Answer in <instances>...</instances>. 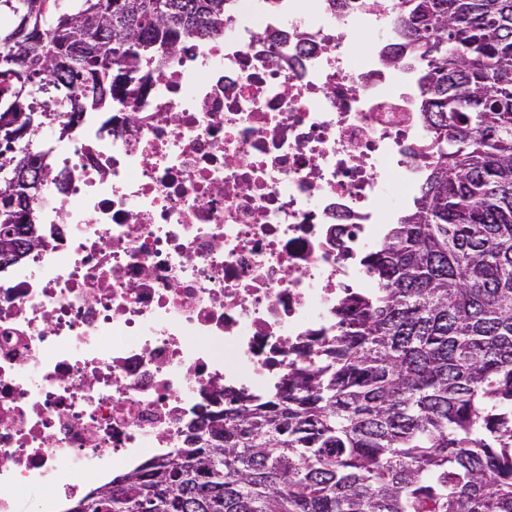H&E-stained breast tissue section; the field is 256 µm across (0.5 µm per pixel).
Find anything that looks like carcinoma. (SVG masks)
I'll return each instance as SVG.
<instances>
[{
  "label": "carcinoma",
  "instance_id": "carcinoma-1",
  "mask_svg": "<svg viewBox=\"0 0 512 512\" xmlns=\"http://www.w3.org/2000/svg\"><path fill=\"white\" fill-rule=\"evenodd\" d=\"M225 0H0V156L44 182L42 123L112 106L126 59L224 18ZM433 135L413 210L364 259L379 283L265 394L99 488L91 512H512V0H395ZM36 191L0 240H39Z\"/></svg>",
  "mask_w": 512,
  "mask_h": 512
}]
</instances>
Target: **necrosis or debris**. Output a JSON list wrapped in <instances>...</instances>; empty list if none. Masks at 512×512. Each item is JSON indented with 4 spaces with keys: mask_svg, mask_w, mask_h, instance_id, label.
Listing matches in <instances>:
<instances>
[{
    "mask_svg": "<svg viewBox=\"0 0 512 512\" xmlns=\"http://www.w3.org/2000/svg\"><path fill=\"white\" fill-rule=\"evenodd\" d=\"M365 31L373 49L354 50ZM371 0H226L75 119L0 269V512H66L336 334L413 202L418 66Z\"/></svg>",
    "mask_w": 512,
    "mask_h": 512,
    "instance_id": "obj_1",
    "label": "necrosis or debris"
}]
</instances>
